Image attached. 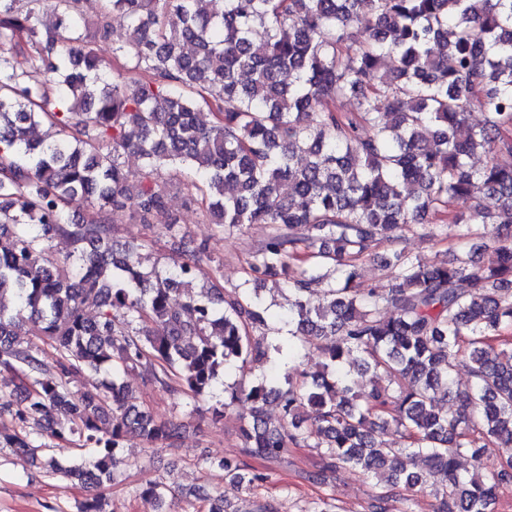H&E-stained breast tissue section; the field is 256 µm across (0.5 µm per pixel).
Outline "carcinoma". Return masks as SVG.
Instances as JSON below:
<instances>
[{"label": "carcinoma", "instance_id": "cac0c4a2", "mask_svg": "<svg viewBox=\"0 0 512 512\" xmlns=\"http://www.w3.org/2000/svg\"><path fill=\"white\" fill-rule=\"evenodd\" d=\"M112 14L126 32L109 74L81 0H0V373L20 379L22 396L0 409L19 427L44 423L52 440L77 435L88 453L63 464L8 428L0 442L104 488L128 431L152 443L179 434L127 402L120 377L144 367L162 391L212 401L215 419L247 405V456L318 448L317 478L351 468L376 479L371 512H413L426 487L432 512H493L512 480V348L501 336L512 326V0H101L98 39ZM36 58L53 73L46 84L28 81ZM473 112L483 121L469 122ZM46 123L59 140L37 138ZM127 154L142 162L135 184ZM164 169L217 232L266 226L234 293L195 291L214 262L206 239L172 268L144 264V243L113 244L127 214L176 235ZM441 224L468 244L452 260L399 247L412 227L432 237ZM52 237L73 250L56 257ZM384 242L389 281L358 287L357 261ZM268 282L290 293L285 336L249 287ZM24 328L51 358L18 339ZM299 336L319 341L321 371L290 365ZM348 362L369 390L354 391ZM238 363L259 371L247 388L226 383ZM460 367L472 378L464 391L453 389ZM73 375L89 378L78 394ZM390 429L403 447L384 439ZM492 450L499 464L487 468ZM224 471L247 488L264 479ZM169 494L162 483L140 492L154 510Z\"/></svg>", "mask_w": 512, "mask_h": 512}]
</instances>
